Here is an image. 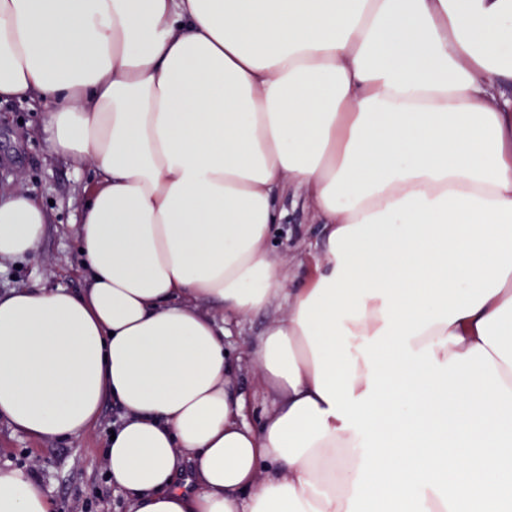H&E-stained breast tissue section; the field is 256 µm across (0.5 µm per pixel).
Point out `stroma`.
<instances>
[{
    "instance_id": "stroma-1",
    "label": "stroma",
    "mask_w": 512,
    "mask_h": 512,
    "mask_svg": "<svg viewBox=\"0 0 512 512\" xmlns=\"http://www.w3.org/2000/svg\"><path fill=\"white\" fill-rule=\"evenodd\" d=\"M41 117L40 106L33 102L0 101V190L36 196L51 216L30 258L19 263L0 260L1 296L17 288H62L78 293L85 286L77 219L95 184L94 176L56 155L38 136ZM279 204L285 220L276 227L273 248L288 273L290 287L298 288L313 264L321 227L301 194L287 193ZM281 312L279 305H272L232 326L224 339L238 364L232 387L247 400V421L252 425L271 408L274 397L256 386L249 346ZM121 416L115 404H106L95 427L62 440L22 435L0 419V466L30 473L53 502L55 512H125L122 495L107 483L104 458L110 431Z\"/></svg>"
}]
</instances>
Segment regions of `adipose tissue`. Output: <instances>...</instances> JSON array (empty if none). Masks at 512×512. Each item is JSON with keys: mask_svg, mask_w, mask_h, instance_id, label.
<instances>
[{"mask_svg": "<svg viewBox=\"0 0 512 512\" xmlns=\"http://www.w3.org/2000/svg\"><path fill=\"white\" fill-rule=\"evenodd\" d=\"M22 97L97 181L82 292L0 297V419L58 440L115 401L107 474L127 512H347L360 439L316 390L301 305L335 273L331 234L410 193L512 201V0H0V99ZM291 183L325 237L299 288L269 246ZM47 222L0 197V259ZM279 297L251 347L276 402L251 427L210 310L245 320ZM428 344L441 363L484 347L512 388V274L410 340ZM305 399L328 431L290 463L271 429ZM51 510L0 467V512Z\"/></svg>", "mask_w": 512, "mask_h": 512, "instance_id": "1", "label": "adipose tissue"}]
</instances>
